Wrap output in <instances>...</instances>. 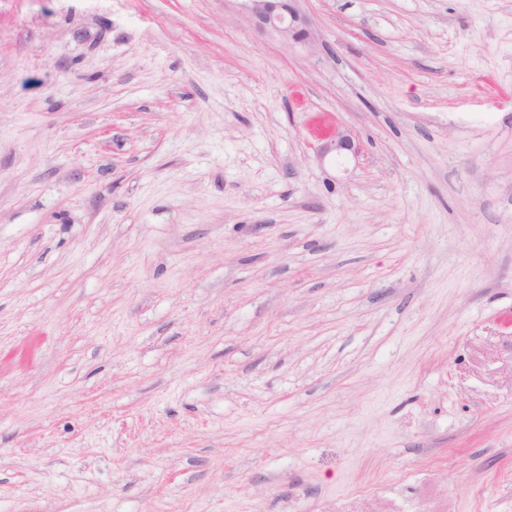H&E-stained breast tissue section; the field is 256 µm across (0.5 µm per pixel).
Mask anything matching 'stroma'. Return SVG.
Segmentation results:
<instances>
[{
  "label": "stroma",
  "instance_id": "1",
  "mask_svg": "<svg viewBox=\"0 0 512 512\" xmlns=\"http://www.w3.org/2000/svg\"><path fill=\"white\" fill-rule=\"evenodd\" d=\"M294 5L0 0V512H512V0ZM247 7L261 26L275 29L288 42H300L308 49H316L314 33L308 20L289 4L279 0H245Z\"/></svg>",
  "mask_w": 512,
  "mask_h": 512
}]
</instances>
